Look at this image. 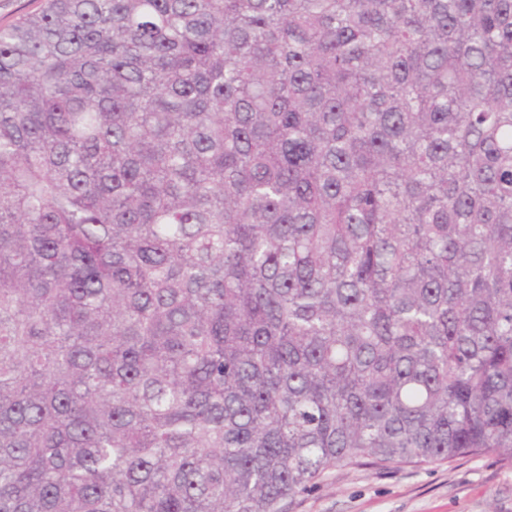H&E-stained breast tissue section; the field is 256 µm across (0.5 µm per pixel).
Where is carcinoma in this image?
Returning a JSON list of instances; mask_svg holds the SVG:
<instances>
[{
	"mask_svg": "<svg viewBox=\"0 0 512 512\" xmlns=\"http://www.w3.org/2000/svg\"><path fill=\"white\" fill-rule=\"evenodd\" d=\"M462 456L512 462V0L0 27V512Z\"/></svg>",
	"mask_w": 512,
	"mask_h": 512,
	"instance_id": "1",
	"label": "carcinoma"
}]
</instances>
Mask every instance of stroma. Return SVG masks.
Listing matches in <instances>:
<instances>
[{"mask_svg": "<svg viewBox=\"0 0 512 512\" xmlns=\"http://www.w3.org/2000/svg\"><path fill=\"white\" fill-rule=\"evenodd\" d=\"M287 512H512V464L459 457L336 469L289 501Z\"/></svg>", "mask_w": 512, "mask_h": 512, "instance_id": "1", "label": "stroma"}]
</instances>
